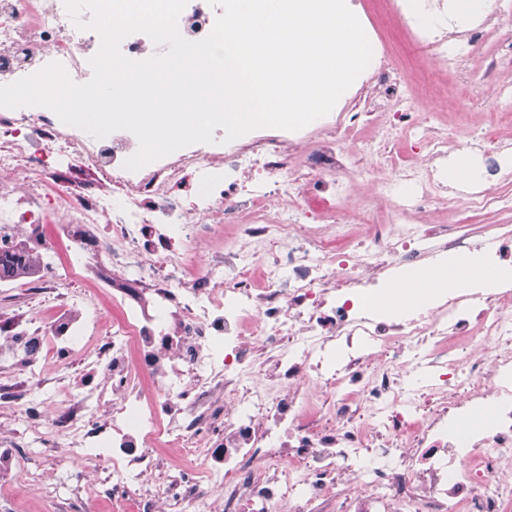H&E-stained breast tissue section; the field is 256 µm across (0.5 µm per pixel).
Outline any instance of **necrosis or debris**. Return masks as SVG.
Listing matches in <instances>:
<instances>
[{
	"label": "necrosis or debris",
	"instance_id": "obj_1",
	"mask_svg": "<svg viewBox=\"0 0 512 512\" xmlns=\"http://www.w3.org/2000/svg\"><path fill=\"white\" fill-rule=\"evenodd\" d=\"M386 8L445 71L490 33L512 48L495 8L464 23L452 0ZM221 13L188 0L179 32L202 40ZM91 18L64 0H0V85L53 62L89 81ZM360 23L371 62L328 115L231 141L219 128L137 171L124 166L131 132L97 138L44 106L0 107V257L22 258L45 294L71 270L101 280L115 308L74 293L51 320L0 322V365L36 393L0 382V413L26 420L68 475L105 451L95 494L73 493L64 512L116 495L134 512H209L214 489L223 512H512V283L472 280L415 314L373 305L457 255L486 273L512 266V224L493 225L487 249L437 218L452 200L512 212V136L486 125L455 150L445 114L421 111L373 18ZM406 136L411 153H392ZM356 192L389 201L387 219L361 215ZM476 409L485 424L461 432ZM188 446L200 469L150 482L154 449Z\"/></svg>",
	"mask_w": 512,
	"mask_h": 512
}]
</instances>
